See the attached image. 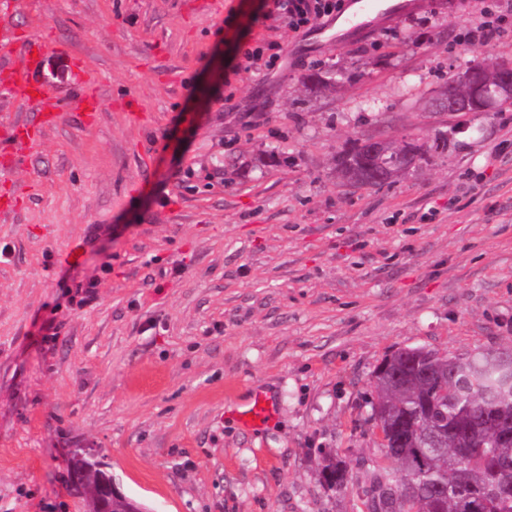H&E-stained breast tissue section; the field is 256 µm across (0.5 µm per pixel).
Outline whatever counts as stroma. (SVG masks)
<instances>
[{"label": "stroma", "instance_id": "stroma-1", "mask_svg": "<svg viewBox=\"0 0 512 512\" xmlns=\"http://www.w3.org/2000/svg\"><path fill=\"white\" fill-rule=\"evenodd\" d=\"M9 3L0 62L64 44L100 106L0 173V512H83L76 448L150 512H363L376 366L512 345V109H429L458 73L512 66V33L460 42L482 0H413L328 46L273 0ZM267 42L275 68L243 71ZM372 135L427 152L342 186L338 156ZM257 390L276 414L247 429L232 405ZM321 475L326 488L330 491H336L345 486V470L336 465V457L333 455L325 459Z\"/></svg>", "mask_w": 512, "mask_h": 512}]
</instances>
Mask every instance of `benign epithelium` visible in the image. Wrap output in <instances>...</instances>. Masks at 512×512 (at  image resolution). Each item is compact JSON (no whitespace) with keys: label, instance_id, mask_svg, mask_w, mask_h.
Returning <instances> with one entry per match:
<instances>
[{"label":"benign epithelium","instance_id":"1","mask_svg":"<svg viewBox=\"0 0 512 512\" xmlns=\"http://www.w3.org/2000/svg\"><path fill=\"white\" fill-rule=\"evenodd\" d=\"M486 96L483 106L491 105L498 98L512 97V67L509 65L481 66L477 69ZM473 74L460 73L456 78L443 85L432 99L431 107L436 112H446L454 115L468 108L469 96L465 90L471 85ZM367 150L372 157L388 155L392 163L380 170L370 169L362 176L368 186L384 185L415 166L421 158L422 148L410 146L408 142L393 143L385 138L371 137L366 139ZM74 491L84 499L86 512H123L118 505L125 504L128 498L119 490L107 466L94 457L81 452L72 456ZM94 475L97 481L96 489L86 492V478Z\"/></svg>","mask_w":512,"mask_h":512}]
</instances>
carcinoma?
Returning a JSON list of instances; mask_svg holds the SVG:
<instances>
[{
  "instance_id": "1",
  "label": "carcinoma",
  "mask_w": 512,
  "mask_h": 512,
  "mask_svg": "<svg viewBox=\"0 0 512 512\" xmlns=\"http://www.w3.org/2000/svg\"><path fill=\"white\" fill-rule=\"evenodd\" d=\"M371 164L356 141L339 161L344 168ZM421 375L400 354L384 376L374 375L376 401L392 418L417 416V429L398 448L382 445V456L362 461L370 486L367 512H512V491H500L512 475V440L483 426L503 415L512 420V347L461 356L435 354ZM478 437L462 448L456 437L474 429ZM321 475L330 491L345 486V470L333 455Z\"/></svg>"
}]
</instances>
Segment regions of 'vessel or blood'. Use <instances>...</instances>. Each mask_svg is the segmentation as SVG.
<instances>
[{
  "instance_id": "1",
  "label": "vessel or blood",
  "mask_w": 512,
  "mask_h": 512,
  "mask_svg": "<svg viewBox=\"0 0 512 512\" xmlns=\"http://www.w3.org/2000/svg\"><path fill=\"white\" fill-rule=\"evenodd\" d=\"M349 10L336 22L333 41L343 42L356 32L365 29L374 13L368 0H350ZM57 58L62 64L68 85L77 87V94L53 96L49 93L50 81L43 71L49 58ZM88 80L74 53L65 52L39 43L29 44L22 66L8 68L0 88L18 102L35 107L41 115L39 124L22 126L13 139L0 142V158L7 163H20L16 146L26 140L40 137L56 124L61 111L71 107L83 112L96 111L98 98L87 86ZM238 422L246 428H255L269 422L275 415V402L267 392H253L248 400L235 406Z\"/></svg>"
}]
</instances>
